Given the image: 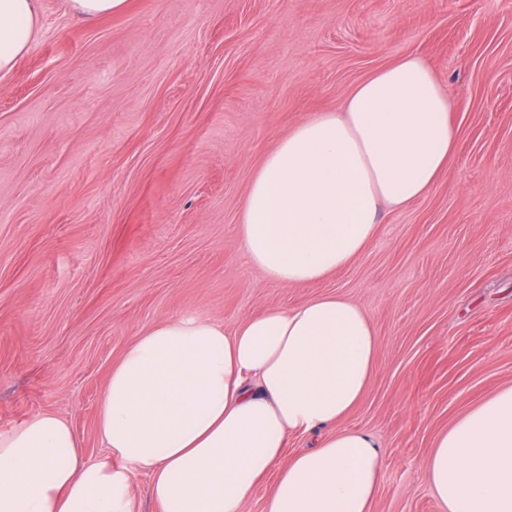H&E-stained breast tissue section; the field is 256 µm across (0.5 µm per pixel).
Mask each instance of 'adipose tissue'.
I'll return each mask as SVG.
<instances>
[{
  "label": "adipose tissue",
  "mask_w": 512,
  "mask_h": 512,
  "mask_svg": "<svg viewBox=\"0 0 512 512\" xmlns=\"http://www.w3.org/2000/svg\"><path fill=\"white\" fill-rule=\"evenodd\" d=\"M41 0H0V74L31 48ZM431 67L407 55L359 82L338 110L299 122L250 180L237 226L246 261L293 287L362 255L385 209L425 197L457 140ZM379 363L364 309L339 294L266 308L228 330L186 313L143 331L113 365L98 409L103 456L38 413L0 432V512H141L136 474L164 512H372L383 462L343 430L285 457L288 437L343 419ZM440 512H512V386L435 439L421 463Z\"/></svg>",
  "instance_id": "obj_1"
}]
</instances>
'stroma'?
Instances as JSON below:
<instances>
[{"label":"stroma","instance_id":"stroma-1","mask_svg":"<svg viewBox=\"0 0 512 512\" xmlns=\"http://www.w3.org/2000/svg\"><path fill=\"white\" fill-rule=\"evenodd\" d=\"M407 54L452 105L447 169L325 281L267 280L236 236L254 171ZM329 293L375 331L369 389L335 425L379 445L372 512H438L435 437L512 385V0H128L91 22L42 0L0 78V431L52 412L95 458L101 392L144 330Z\"/></svg>","mask_w":512,"mask_h":512}]
</instances>
